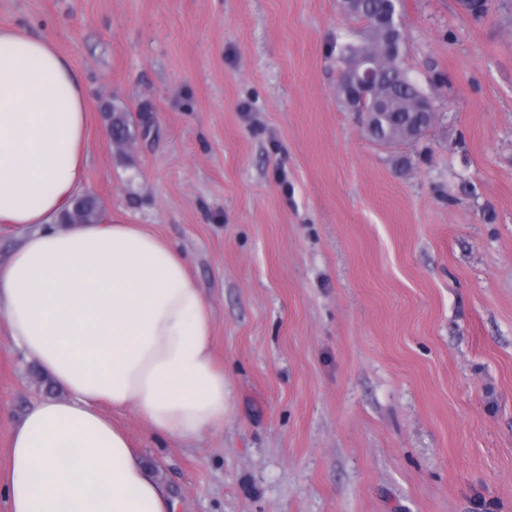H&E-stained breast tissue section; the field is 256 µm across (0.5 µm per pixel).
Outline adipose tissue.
Instances as JSON below:
<instances>
[{"mask_svg":"<svg viewBox=\"0 0 512 512\" xmlns=\"http://www.w3.org/2000/svg\"><path fill=\"white\" fill-rule=\"evenodd\" d=\"M86 95L46 37L0 28V316L63 397L31 406L6 450L8 512H175L113 413L190 439L222 426L224 371L186 257L140 224L58 225L83 181ZM21 229L12 224L0 223V262L7 261L20 242Z\"/></svg>","mask_w":512,"mask_h":512,"instance_id":"1","label":"adipose tissue"}]
</instances>
